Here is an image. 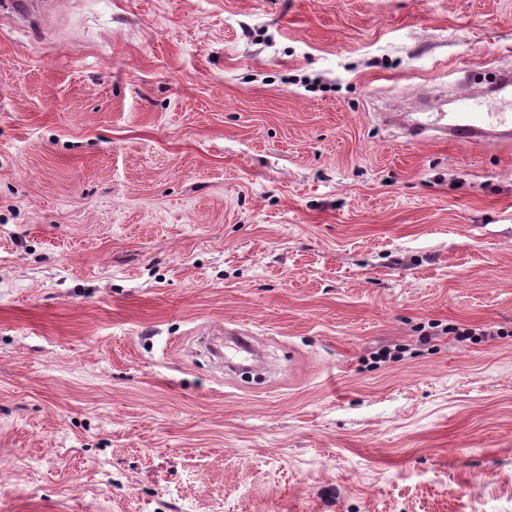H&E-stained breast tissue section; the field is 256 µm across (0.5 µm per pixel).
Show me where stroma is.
I'll use <instances>...</instances> for the list:
<instances>
[{
    "mask_svg": "<svg viewBox=\"0 0 512 512\" xmlns=\"http://www.w3.org/2000/svg\"><path fill=\"white\" fill-rule=\"evenodd\" d=\"M7 2L0 512H512V0ZM456 112H423L425 122L412 120L405 113H394L401 120L403 134L408 140L417 139L424 130L439 132L443 140L498 141L512 136V98L498 108H490L474 99L467 91L460 90L456 97Z\"/></svg>",
    "mask_w": 512,
    "mask_h": 512,
    "instance_id": "obj_1",
    "label": "stroma"
}]
</instances>
